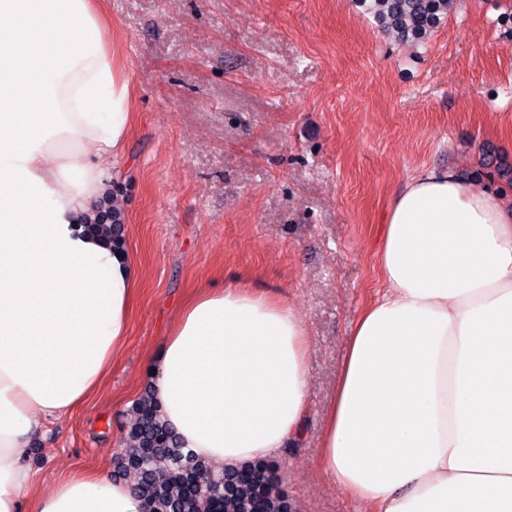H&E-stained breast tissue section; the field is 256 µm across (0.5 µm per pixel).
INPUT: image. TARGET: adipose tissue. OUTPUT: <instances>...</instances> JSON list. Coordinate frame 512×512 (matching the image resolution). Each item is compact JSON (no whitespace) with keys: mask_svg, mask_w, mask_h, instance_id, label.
<instances>
[{"mask_svg":"<svg viewBox=\"0 0 512 512\" xmlns=\"http://www.w3.org/2000/svg\"><path fill=\"white\" fill-rule=\"evenodd\" d=\"M96 0H0V512H145L105 471L34 495L46 422L96 393L138 268L83 231L129 137L132 90ZM355 322L318 467L368 512H512V208L450 170L406 181ZM309 343L286 299L199 288L146 364L182 447L214 469L303 434Z\"/></svg>","mask_w":512,"mask_h":512,"instance_id":"adipose-tissue-1","label":"adipose tissue"}]
</instances>
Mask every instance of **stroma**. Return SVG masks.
<instances>
[{"mask_svg": "<svg viewBox=\"0 0 512 512\" xmlns=\"http://www.w3.org/2000/svg\"><path fill=\"white\" fill-rule=\"evenodd\" d=\"M132 84L117 206L139 270L129 335L101 388L50 421L36 490L112 470L152 348L195 288L248 278L309 341L303 437L276 476L298 512H363L316 467L350 332L381 290L386 207L452 170L512 205V0H458L420 42L363 0H102Z\"/></svg>", "mask_w": 512, "mask_h": 512, "instance_id": "1", "label": "stroma"}]
</instances>
